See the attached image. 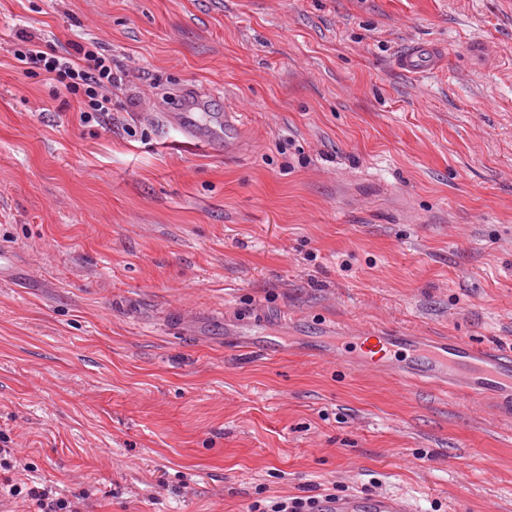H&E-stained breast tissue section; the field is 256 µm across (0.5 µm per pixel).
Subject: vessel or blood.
<instances>
[{
	"label": "vessel or blood",
	"instance_id": "b4317fda",
	"mask_svg": "<svg viewBox=\"0 0 512 512\" xmlns=\"http://www.w3.org/2000/svg\"><path fill=\"white\" fill-rule=\"evenodd\" d=\"M431 51L412 48L398 59L401 69L408 72L431 67ZM203 102L188 98L167 113L172 126L193 140L204 143L208 137L202 131L199 111ZM339 361L360 362L369 366L391 369L403 383L435 385L449 394L477 398L489 388H498L503 403L512 409V348L476 346L460 338L433 343L403 331L374 325L364 326L351 341L337 344ZM321 512H408L396 499L378 496L365 499L350 496L326 499Z\"/></svg>",
	"mask_w": 512,
	"mask_h": 512
}]
</instances>
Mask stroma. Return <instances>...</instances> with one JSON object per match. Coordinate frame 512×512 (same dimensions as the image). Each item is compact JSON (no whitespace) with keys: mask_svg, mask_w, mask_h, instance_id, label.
Returning a JSON list of instances; mask_svg holds the SVG:
<instances>
[{"mask_svg":"<svg viewBox=\"0 0 512 512\" xmlns=\"http://www.w3.org/2000/svg\"><path fill=\"white\" fill-rule=\"evenodd\" d=\"M23 36L98 42L109 116ZM190 88L241 113L234 156L166 123ZM368 324L512 346V0H0V433L35 481L89 512H512L497 396L307 348ZM433 58V51L412 48L399 57L398 65L408 72L422 71L432 66ZM325 498H336V496L326 494ZM319 506L321 510L319 512H408L410 510L391 496H378L371 499L359 496L324 499ZM317 497H283L274 496L265 500L263 508L253 505L251 512H316L320 500ZM258 507V509H256Z\"/></svg>","mask_w":512,"mask_h":512,"instance_id":"stroma-1","label":"stroma"}]
</instances>
